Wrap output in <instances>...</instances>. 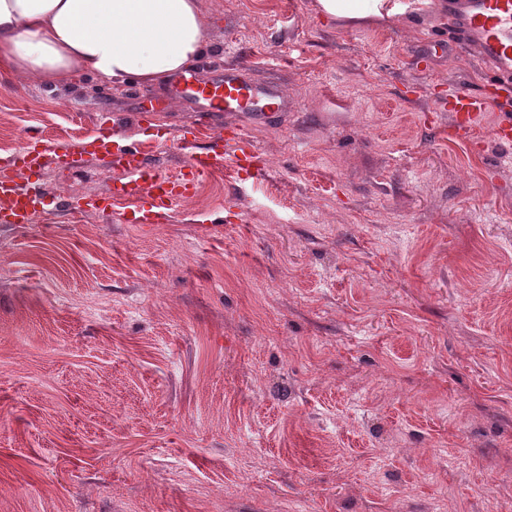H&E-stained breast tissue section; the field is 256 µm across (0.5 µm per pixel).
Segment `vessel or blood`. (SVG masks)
<instances>
[{"label":"vessel or blood","instance_id":"1","mask_svg":"<svg viewBox=\"0 0 512 512\" xmlns=\"http://www.w3.org/2000/svg\"><path fill=\"white\" fill-rule=\"evenodd\" d=\"M448 13L465 44L476 50L491 65L488 86L512 83V0H447ZM247 66L226 70L212 83H202L192 75L180 80L179 96L198 104L197 124L210 128L214 113L240 112L244 122L227 126L224 135L214 137L206 147L180 137V149L187 157L185 172L171 174L152 163L147 153L128 144L121 125L110 115H100L90 141L63 144L48 138L27 139L9 158L0 157V224L24 226L39 216L53 212L104 210L133 201V208L122 210L126 224H140L152 210L170 211L186 200L201 177L223 169L249 168L255 148L250 141L254 124L267 123L291 111L293 102L276 84L249 79ZM488 104L486 96L463 90L448 92V110L458 127L472 128ZM118 159L120 179L114 180L109 196L52 194L44 186L48 167L72 173L92 159Z\"/></svg>","mask_w":512,"mask_h":512}]
</instances>
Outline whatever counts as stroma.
I'll return each instance as SVG.
<instances>
[{
  "label": "stroma",
  "instance_id": "obj_1",
  "mask_svg": "<svg viewBox=\"0 0 512 512\" xmlns=\"http://www.w3.org/2000/svg\"><path fill=\"white\" fill-rule=\"evenodd\" d=\"M316 0H202L211 82L239 53L296 107L159 224L0 226V512H512V159L437 9L382 23ZM179 172L172 89L0 79V139L98 114ZM99 161L46 186L108 192ZM491 102H495L497 110L504 112L507 116L498 124L495 135L500 141L510 145L512 142V118L509 112H512V105L509 99L488 101L486 93L475 96L466 91L448 87V112L452 115L454 123L460 128L471 129L480 113Z\"/></svg>",
  "mask_w": 512,
  "mask_h": 512
}]
</instances>
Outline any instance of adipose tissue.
<instances>
[{"label": "adipose tissue", "instance_id": "adipose-tissue-1", "mask_svg": "<svg viewBox=\"0 0 512 512\" xmlns=\"http://www.w3.org/2000/svg\"><path fill=\"white\" fill-rule=\"evenodd\" d=\"M323 18L400 12L386 0H317ZM208 38L199 0H0V76L57 87L93 75L167 85L195 67Z\"/></svg>", "mask_w": 512, "mask_h": 512}]
</instances>
